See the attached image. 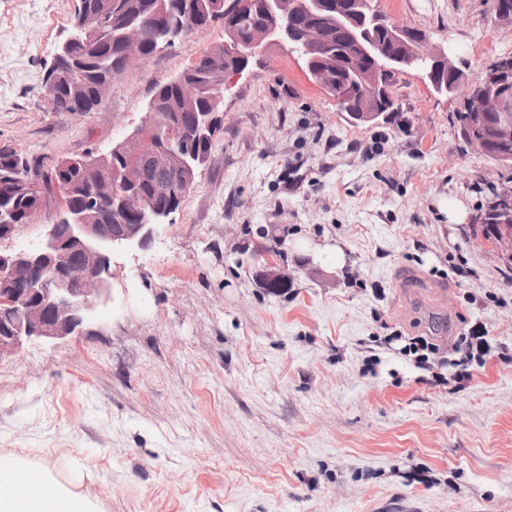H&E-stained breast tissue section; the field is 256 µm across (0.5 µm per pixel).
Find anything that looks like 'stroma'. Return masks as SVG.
Masks as SVG:
<instances>
[{"instance_id":"35a3bbf8","label":"stroma","mask_w":512,"mask_h":512,"mask_svg":"<svg viewBox=\"0 0 512 512\" xmlns=\"http://www.w3.org/2000/svg\"><path fill=\"white\" fill-rule=\"evenodd\" d=\"M376 4L453 48L463 86L512 56L497 0ZM76 6L0 0V147L46 173L123 141L224 41L215 21L59 112L40 89ZM392 94L356 124L299 53L252 58L169 225L114 253L109 302L0 358V457L96 512H512V268L473 242L512 165L418 72ZM269 261L287 287L264 286ZM474 330L491 354L455 381L453 335ZM417 336L439 347L426 370Z\"/></svg>"}]
</instances>
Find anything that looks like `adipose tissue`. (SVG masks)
<instances>
[{"label": "adipose tissue", "instance_id": "adipose-tissue-1", "mask_svg": "<svg viewBox=\"0 0 512 512\" xmlns=\"http://www.w3.org/2000/svg\"><path fill=\"white\" fill-rule=\"evenodd\" d=\"M44 476L27 472L20 461L0 462V512H91L87 499L66 489L43 495Z\"/></svg>", "mask_w": 512, "mask_h": 512}]
</instances>
